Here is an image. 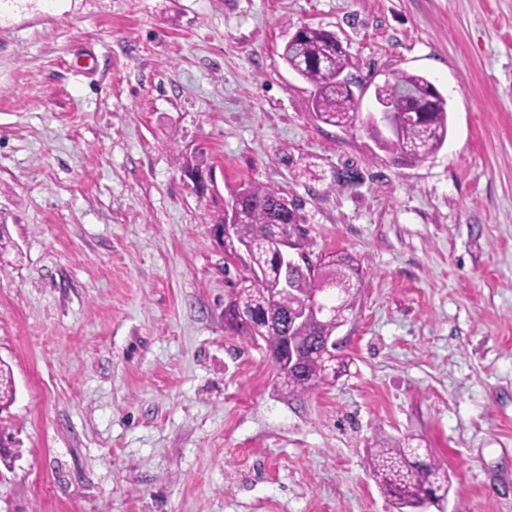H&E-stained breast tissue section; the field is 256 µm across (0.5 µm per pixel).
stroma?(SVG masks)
Returning a JSON list of instances; mask_svg holds the SVG:
<instances>
[{"mask_svg":"<svg viewBox=\"0 0 512 512\" xmlns=\"http://www.w3.org/2000/svg\"><path fill=\"white\" fill-rule=\"evenodd\" d=\"M304 24L359 112L433 81L445 145L402 164L317 121L281 57ZM250 185L362 272L310 396L224 325L209 229ZM0 222V512H396L378 437L447 466L446 512H512V0H0Z\"/></svg>","mask_w":512,"mask_h":512,"instance_id":"stroma-1","label":"stroma"}]
</instances>
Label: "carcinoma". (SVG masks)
Returning <instances> with one entry per match:
<instances>
[{"label":"carcinoma","instance_id":"cac0c4a2","mask_svg":"<svg viewBox=\"0 0 512 512\" xmlns=\"http://www.w3.org/2000/svg\"><path fill=\"white\" fill-rule=\"evenodd\" d=\"M282 59L314 88L312 110L316 119L347 128L359 120L360 99L336 82V75L351 67L347 50L320 27L302 26L283 46ZM398 121L394 131L383 135L371 119L359 120L377 147L400 162L415 163L439 151L448 140V101L426 77L404 73L379 87ZM239 210L224 220L232 222L233 235L222 242L224 264L242 267L224 304V324L257 344L264 342L275 364L282 389L290 396H305L330 384L346 371L341 358L315 349L317 340L336 333L337 327L357 307L359 268L349 255H331L315 265L301 254L303 268H294L288 285L281 284L274 245L277 238H295L302 249L306 238L299 208L282 193L263 186H248L232 195ZM328 289L332 313L320 320L292 316L313 291ZM13 400L10 374L0 371V411ZM369 470L381 492L397 512H409L419 500L439 504L447 500L448 470L410 441L383 442L368 458Z\"/></svg>","mask_w":512,"mask_h":512}]
</instances>
